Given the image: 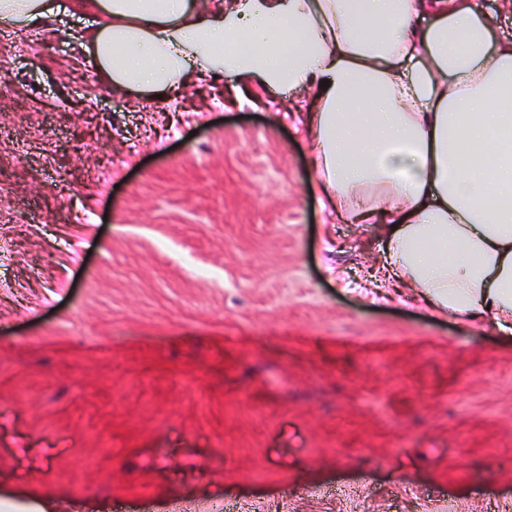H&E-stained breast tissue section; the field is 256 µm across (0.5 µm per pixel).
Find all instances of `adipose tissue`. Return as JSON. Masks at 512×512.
<instances>
[{"mask_svg":"<svg viewBox=\"0 0 512 512\" xmlns=\"http://www.w3.org/2000/svg\"><path fill=\"white\" fill-rule=\"evenodd\" d=\"M75 16L115 93H313L315 181L374 225L386 280L512 335V31L479 0H0L5 29Z\"/></svg>","mask_w":512,"mask_h":512,"instance_id":"obj_1","label":"adipose tissue"}]
</instances>
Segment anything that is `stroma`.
I'll use <instances>...</instances> for the list:
<instances>
[{
    "label": "stroma",
    "mask_w": 512,
    "mask_h": 512,
    "mask_svg": "<svg viewBox=\"0 0 512 512\" xmlns=\"http://www.w3.org/2000/svg\"><path fill=\"white\" fill-rule=\"evenodd\" d=\"M308 107L134 105L67 33L0 29V501L512 512V339L371 292Z\"/></svg>",
    "instance_id": "1"
}]
</instances>
